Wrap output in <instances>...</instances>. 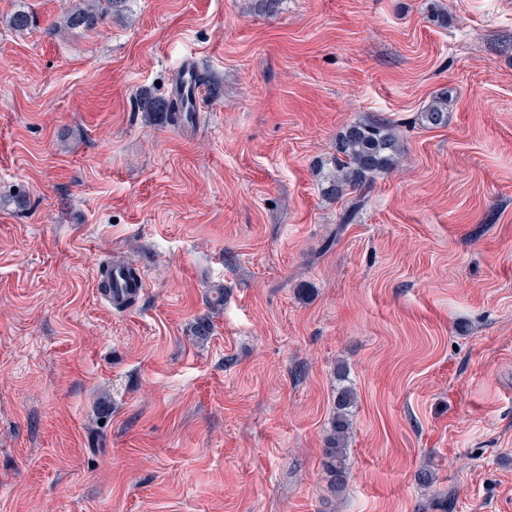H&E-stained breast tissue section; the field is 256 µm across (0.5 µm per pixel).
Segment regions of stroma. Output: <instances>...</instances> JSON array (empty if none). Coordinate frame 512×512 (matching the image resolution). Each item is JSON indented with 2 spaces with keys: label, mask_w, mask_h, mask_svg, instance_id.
I'll use <instances>...</instances> for the list:
<instances>
[{
  "label": "stroma",
  "mask_w": 512,
  "mask_h": 512,
  "mask_svg": "<svg viewBox=\"0 0 512 512\" xmlns=\"http://www.w3.org/2000/svg\"><path fill=\"white\" fill-rule=\"evenodd\" d=\"M74 3L0 0V512H512V0ZM189 67L194 122L143 112ZM373 115L402 153L343 224ZM83 1L68 10L63 22L68 29H93L104 17L120 11L127 0H79ZM448 94L441 93L416 118L419 125L428 129L442 128L448 122ZM402 151L393 121L381 117L355 121L336 138L335 170L329 191L346 198L340 223L348 224L362 208L375 178L394 170ZM110 285L112 288V297L109 305L113 310L124 311L127 309V298L135 295V298L144 291V279L138 278L137 282L131 281L126 274V267L120 263L112 264L108 270ZM358 395L351 385H342L337 390L336 411L330 433L323 448V473L327 491L332 497L340 496L347 488L350 472L348 469V444L352 427V408L357 404Z\"/></svg>",
  "instance_id": "35a3bbf8"
}]
</instances>
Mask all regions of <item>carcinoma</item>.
Masks as SVG:
<instances>
[{"instance_id":"obj_1","label":"carcinoma","mask_w":512,"mask_h":512,"mask_svg":"<svg viewBox=\"0 0 512 512\" xmlns=\"http://www.w3.org/2000/svg\"><path fill=\"white\" fill-rule=\"evenodd\" d=\"M126 0H83L68 10L63 22L69 29H93L104 17L120 11ZM428 129L442 128L448 122V95L439 94L416 118ZM402 151L401 139L393 121L381 117L355 121L336 138L335 170L329 191L338 199H346L340 223H349L362 208L375 178L394 170ZM356 389L348 384L339 387L336 411L330 433L323 448V473L331 496L341 495L347 488L348 444L352 427V408L357 404Z\"/></svg>"}]
</instances>
